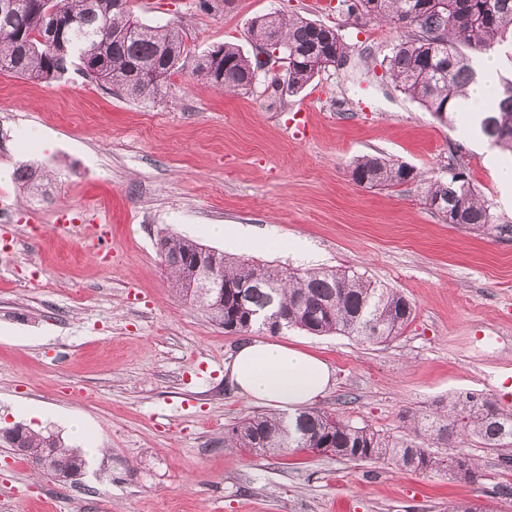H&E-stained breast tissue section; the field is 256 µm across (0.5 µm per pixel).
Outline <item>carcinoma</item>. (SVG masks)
<instances>
[{
  "instance_id": "cac0c4a2",
  "label": "carcinoma",
  "mask_w": 512,
  "mask_h": 512,
  "mask_svg": "<svg viewBox=\"0 0 512 512\" xmlns=\"http://www.w3.org/2000/svg\"><path fill=\"white\" fill-rule=\"evenodd\" d=\"M16 11L0 16V72L49 82L67 74L73 59L80 71L121 92L137 87L135 96L153 95L179 71L184 54L179 31L150 26L133 14L131 0H17ZM347 12H360L405 30L385 59L400 91L437 119L454 123L465 113L457 100L468 97L476 73L461 51L467 45L487 51L512 40V0H341ZM73 24L61 43L43 40L51 16ZM272 32L287 60L286 87L294 93L346 57L347 46L334 27L298 15L274 11L256 18L252 39ZM257 68L255 57L232 44L200 56L195 72L216 88L248 92ZM480 132L512 152V81L502 83L482 112ZM457 158L448 163V178L423 180V199L448 224L493 230L512 236V223L498 221L493 203L483 197ZM359 185L389 189L417 181L405 165L379 156L356 159L351 171ZM159 256L175 295L188 299L184 273L204 245L167 231L159 236ZM224 281L221 305L198 302L224 330L248 333L262 329L265 318L288 317V327L315 335L341 334L363 343L380 344L402 335L414 319V305L400 291L367 276L336 268L295 269L249 262L213 253ZM19 454L30 461L45 455V473L58 482L86 468L80 452L60 438L28 428L18 435ZM476 438L483 447L503 452L502 468L512 472V411L493 398L461 393L440 415L426 410L411 415L407 433L394 436L357 426L333 413L306 407L288 416L249 415L224 433V442L257 455L313 453L317 448L355 463H374L401 471L448 472L463 481L480 476V464L462 444ZM446 448L445 452L437 448Z\"/></svg>"
}]
</instances>
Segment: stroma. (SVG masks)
Instances as JSON below:
<instances>
[{
    "mask_svg": "<svg viewBox=\"0 0 512 512\" xmlns=\"http://www.w3.org/2000/svg\"><path fill=\"white\" fill-rule=\"evenodd\" d=\"M133 0L149 25L176 24L182 67L155 96L132 99L71 71L39 82L0 73V427L43 414L88 460L61 484L0 446V512H446L477 501L512 512L497 452L470 442L482 476L402 474L325 454H249L224 445L263 411L231 385L243 337L172 291L156 248L165 227L220 250L213 224L256 228L241 258L283 267L305 240L316 264L348 268L402 291L415 315L383 344L297 328L279 341L334 371L315 408L401 434L408 414L482 393L512 411V237L441 220L423 185L356 184L351 165L378 155L446 177L449 144L469 177L512 218L486 140L459 134L385 73L402 30L331 0ZM282 8L338 27L344 66L300 92L260 76L251 91L216 92L193 72L230 43L251 52L255 18ZM46 174L41 190L18 167ZM68 231H59L60 220ZM107 233L110 259L89 251Z\"/></svg>",
    "mask_w": 512,
    "mask_h": 512,
    "instance_id": "stroma-1",
    "label": "stroma"
}]
</instances>
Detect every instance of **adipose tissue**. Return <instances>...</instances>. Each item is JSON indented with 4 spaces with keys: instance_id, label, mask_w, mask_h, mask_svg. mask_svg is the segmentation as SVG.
I'll list each match as a JSON object with an SVG mask.
<instances>
[{
    "instance_id": "1",
    "label": "adipose tissue",
    "mask_w": 512,
    "mask_h": 512,
    "mask_svg": "<svg viewBox=\"0 0 512 512\" xmlns=\"http://www.w3.org/2000/svg\"><path fill=\"white\" fill-rule=\"evenodd\" d=\"M229 379L240 394L294 413L326 392L333 371L320 357L280 341L256 338L238 350Z\"/></svg>"
}]
</instances>
